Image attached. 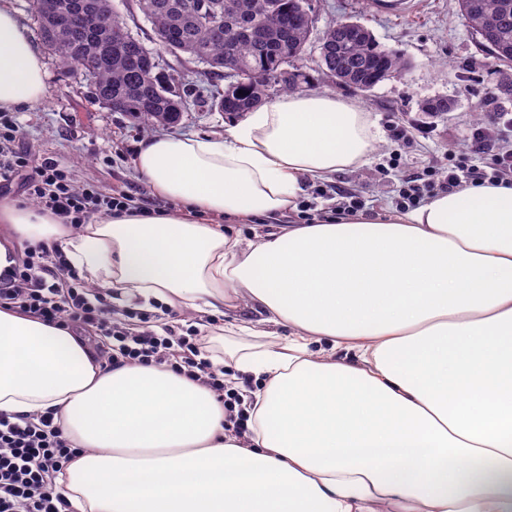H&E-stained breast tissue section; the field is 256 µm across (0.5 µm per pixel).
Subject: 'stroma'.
Returning <instances> with one entry per match:
<instances>
[{
	"label": "stroma",
	"mask_w": 512,
	"mask_h": 512,
	"mask_svg": "<svg viewBox=\"0 0 512 512\" xmlns=\"http://www.w3.org/2000/svg\"><path fill=\"white\" fill-rule=\"evenodd\" d=\"M317 30L350 18L366 26L379 43L401 53L408 63L402 75L361 92L332 84L318 69L319 51L309 45L303 66L313 90L362 104L375 124L378 143L366 163L308 185L299 200V221L333 215L340 193L358 196L366 208L395 206L400 179L419 176L430 166L446 167L449 152L467 151L473 120L471 106L483 101L486 114L512 113V89L502 86L490 58L457 16V0H417L413 10L395 14L373 11L370 0H308ZM159 52V74L180 71L188 104L182 121L158 126L154 135L220 134L224 113L209 106L215 81L203 66ZM47 100L43 107L18 108L21 147L34 157L53 155L77 183L126 190L146 199L152 212L174 210V202L151 194L138 178L133 161L144 130L120 112L102 108L85 75L65 73L53 56H45ZM443 96L453 104L447 115L425 118L423 101ZM428 121L425 132L399 140L392 126Z\"/></svg>",
	"instance_id": "stroma-1"
}]
</instances>
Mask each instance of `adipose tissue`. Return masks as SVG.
I'll use <instances>...</instances> for the list:
<instances>
[{"mask_svg": "<svg viewBox=\"0 0 512 512\" xmlns=\"http://www.w3.org/2000/svg\"><path fill=\"white\" fill-rule=\"evenodd\" d=\"M46 93L0 5V110ZM376 142L361 104L297 91L220 135L144 139L135 171L178 210L73 231L0 197L16 240L57 242L98 290L259 315L223 328L228 384L262 382L239 434L199 382L104 368L70 329L0 309V412L54 410L80 450L57 478L74 512H512V182L285 223Z\"/></svg>", "mask_w": 512, "mask_h": 512, "instance_id": "adipose-tissue-1", "label": "adipose tissue"}]
</instances>
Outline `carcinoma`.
Returning <instances> with one entry per match:
<instances>
[{
	"label": "carcinoma",
	"mask_w": 512,
	"mask_h": 512,
	"mask_svg": "<svg viewBox=\"0 0 512 512\" xmlns=\"http://www.w3.org/2000/svg\"><path fill=\"white\" fill-rule=\"evenodd\" d=\"M223 4L224 32L209 19L211 3ZM307 0H137V7L151 24L161 49L178 57L194 58L203 52L212 62L210 75L225 80L224 91L211 107L230 114L250 112L266 96L264 79L274 77L284 59L296 63L308 50L311 32L298 23ZM34 31L45 49L70 70L79 57L96 61L90 75L95 94L119 101L131 120L150 128L181 99L175 90L179 74L166 78L146 67L150 50L140 38L100 42L74 31L58 37L45 32L39 10L31 5ZM458 16L476 37L492 36L493 59L503 84H512V0H458ZM240 28L257 30L258 37L234 44L233 65L226 58V34ZM321 62L332 82L356 86L379 83L402 72L407 62L399 52L375 40L349 41L336 27L319 37Z\"/></svg>",
	"instance_id": "1"
}]
</instances>
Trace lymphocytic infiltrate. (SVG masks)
Segmentation results:
<instances>
[{"instance_id":"1","label":"lymphocytic infiltrate","mask_w":512,"mask_h":512,"mask_svg":"<svg viewBox=\"0 0 512 512\" xmlns=\"http://www.w3.org/2000/svg\"><path fill=\"white\" fill-rule=\"evenodd\" d=\"M21 131L11 112L0 111V182L23 177L28 196L77 230L97 215L128 212L132 198L95 185L77 186L66 168L51 156L31 161L19 147ZM469 152L449 153L447 170L429 167L425 178L404 180L400 207L419 205L431 188L512 180V114L496 113L492 122L474 126ZM14 263L0 272V306L45 323L91 328L108 341L107 366L157 365L205 384L224 398L225 419L236 429L248 415L236 411L241 398L225 392L224 369L204 359L202 339L194 329L162 324L152 329L149 316L139 321L113 307L109 294L95 291L67 261L58 243L42 242L15 250ZM77 454L53 411L0 413V512H70L56 478Z\"/></svg>"}]
</instances>
